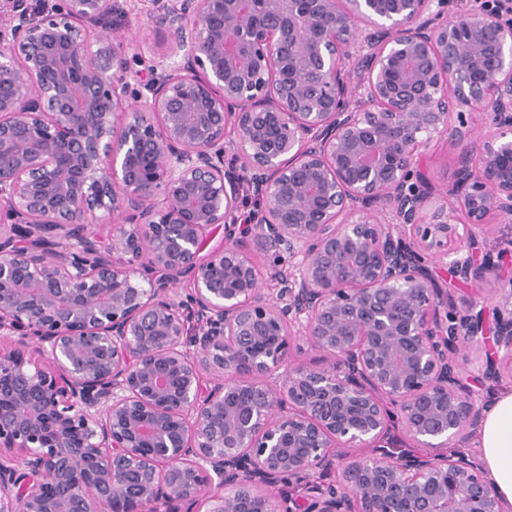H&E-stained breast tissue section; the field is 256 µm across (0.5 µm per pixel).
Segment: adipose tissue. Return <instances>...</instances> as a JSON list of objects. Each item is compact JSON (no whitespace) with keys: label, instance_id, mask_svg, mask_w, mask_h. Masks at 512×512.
I'll return each instance as SVG.
<instances>
[{"label":"adipose tissue","instance_id":"obj_1","mask_svg":"<svg viewBox=\"0 0 512 512\" xmlns=\"http://www.w3.org/2000/svg\"><path fill=\"white\" fill-rule=\"evenodd\" d=\"M477 442L490 479L512 503V388L494 397L477 431Z\"/></svg>","mask_w":512,"mask_h":512}]
</instances>
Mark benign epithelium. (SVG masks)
Instances as JSON below:
<instances>
[{
    "mask_svg": "<svg viewBox=\"0 0 512 512\" xmlns=\"http://www.w3.org/2000/svg\"><path fill=\"white\" fill-rule=\"evenodd\" d=\"M150 2L153 44L112 39L128 0L0 12V512H505L448 445L489 407L459 348L512 378V276L472 250L512 216V22ZM436 266L479 282L465 312ZM423 166L436 189L443 190L454 179L457 167V153L453 151L445 138H434L425 148ZM328 362L319 352L311 349L308 344L300 341L294 349L292 356V365L304 366L309 368H320L327 366Z\"/></svg>",
    "mask_w": 512,
    "mask_h": 512,
    "instance_id": "1",
    "label": "benign epithelium"
}]
</instances>
